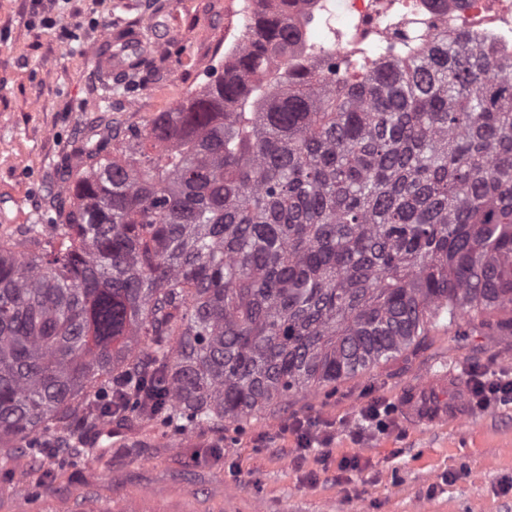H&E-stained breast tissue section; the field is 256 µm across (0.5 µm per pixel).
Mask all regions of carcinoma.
Instances as JSON below:
<instances>
[{"label":"carcinoma","mask_w":512,"mask_h":512,"mask_svg":"<svg viewBox=\"0 0 512 512\" xmlns=\"http://www.w3.org/2000/svg\"><path fill=\"white\" fill-rule=\"evenodd\" d=\"M305 2L254 0L234 62L0 239L1 444L92 405L239 424L512 312V58L447 29L311 64Z\"/></svg>","instance_id":"cac0c4a2"}]
</instances>
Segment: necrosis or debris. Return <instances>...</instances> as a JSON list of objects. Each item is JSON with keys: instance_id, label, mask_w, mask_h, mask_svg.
I'll return each mask as SVG.
<instances>
[{"instance_id": "necrosis-or-debris-1", "label": "necrosis or debris", "mask_w": 512, "mask_h": 512, "mask_svg": "<svg viewBox=\"0 0 512 512\" xmlns=\"http://www.w3.org/2000/svg\"><path fill=\"white\" fill-rule=\"evenodd\" d=\"M306 32L297 54L305 61L317 60L325 48L328 30H335L338 54L364 58L379 43L396 32L422 36L446 28L495 43L512 55V7L496 13L491 0H313Z\"/></svg>"}]
</instances>
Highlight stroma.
Here are the masks:
<instances>
[{
	"instance_id": "1",
	"label": "stroma",
	"mask_w": 512,
	"mask_h": 512,
	"mask_svg": "<svg viewBox=\"0 0 512 512\" xmlns=\"http://www.w3.org/2000/svg\"><path fill=\"white\" fill-rule=\"evenodd\" d=\"M252 0H0V236L45 223L61 166L87 137L142 130L230 62ZM149 22L158 49L121 78H102L92 51L122 27ZM512 372V332L440 320L419 345L332 393L292 394L242 429L183 435L116 417L111 445L85 430L55 461L0 447V512H512V404L463 421L417 425L407 390L448 370ZM395 405L383 433L354 439L360 412ZM297 419L333 426L322 450L299 455Z\"/></svg>"
}]
</instances>
